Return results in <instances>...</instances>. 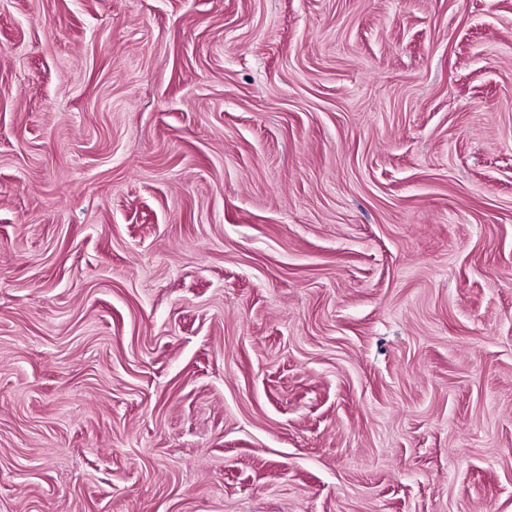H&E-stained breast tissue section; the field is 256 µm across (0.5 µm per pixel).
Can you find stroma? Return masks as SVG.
I'll use <instances>...</instances> for the list:
<instances>
[{"label":"stroma","mask_w":512,"mask_h":512,"mask_svg":"<svg viewBox=\"0 0 512 512\" xmlns=\"http://www.w3.org/2000/svg\"><path fill=\"white\" fill-rule=\"evenodd\" d=\"M0 512H512V0H0Z\"/></svg>","instance_id":"stroma-1"}]
</instances>
